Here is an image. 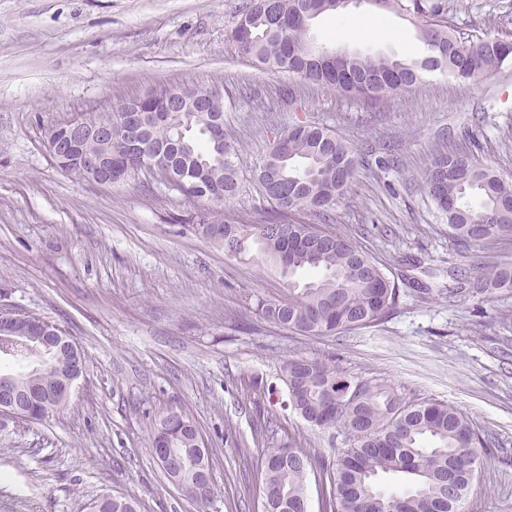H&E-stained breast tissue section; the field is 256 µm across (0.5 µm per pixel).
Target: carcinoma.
<instances>
[{
  "label": "carcinoma",
  "instance_id": "carcinoma-1",
  "mask_svg": "<svg viewBox=\"0 0 512 512\" xmlns=\"http://www.w3.org/2000/svg\"><path fill=\"white\" fill-rule=\"evenodd\" d=\"M346 0H250L242 16L249 33L235 23L232 43L241 56L277 73L336 90L366 101L407 92L426 72L441 70L462 82H481L512 60V44L500 40H463L448 29L449 0H367L381 10L396 11L419 22L426 53L403 60L329 51L309 36L312 22L325 12H340ZM179 88L160 85L144 103L158 108L143 132L140 152L131 153L123 140L112 138V169L131 172L143 163L161 166L167 182L182 189L198 206L197 226L230 255L241 254L254 240L262 254L283 273L311 269L320 277L304 287L288 284L275 300H261L262 317L303 336H326L380 323L398 296L395 282L371 254L345 235L322 224L289 221L299 213L326 217L347 193L357 174L353 148L328 128L299 121L279 132L288 156L272 145L258 174L263 199L272 209L248 222L230 205L239 193L238 148L226 128L203 129L202 119L221 118L219 99L208 87L192 89V100L180 112L163 106ZM422 186L448 223V235L472 245L487 240H512V182L501 178L474 156L437 155L422 176ZM512 291V262L476 267L452 278L448 298L468 292ZM30 350L0 338V359L29 362ZM32 390L55 387L65 369L33 365ZM289 405L312 426H340L354 442L337 453L332 467H322V512H460L475 477L469 459L480 455L487 440L458 409L438 401L409 403L382 379L347 376L329 361L304 357L284 365ZM182 427L173 442L183 461L181 480L191 495L203 500L208 489L195 485L198 471L211 470L209 449L197 447V428L181 410L159 415L152 445L166 426ZM313 469L305 448H267L261 459L263 512H308L307 479ZM455 474L458 499L448 502L442 480ZM381 474H401L406 488L381 489ZM89 512H137L131 499L122 505L102 496Z\"/></svg>",
  "mask_w": 512,
  "mask_h": 512
}]
</instances>
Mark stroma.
<instances>
[{
	"label": "stroma",
	"mask_w": 512,
	"mask_h": 512,
	"mask_svg": "<svg viewBox=\"0 0 512 512\" xmlns=\"http://www.w3.org/2000/svg\"><path fill=\"white\" fill-rule=\"evenodd\" d=\"M249 0H0V309L41 317L81 348L67 406L0 430V512H85L103 495L138 512H261V456L294 445L332 465L352 438L285 407L283 365L331 361L438 400L489 435L461 512H512V292L449 300L450 269L512 261V241L461 247L419 185L439 153L468 152L512 180V63L480 84L436 71L374 105L260 69L230 41ZM463 39L512 41V0H451ZM322 47L420 57L409 17L367 0L329 12ZM159 84L224 90L239 146L241 216L262 205L257 175L274 135L325 126L362 155L331 228L388 267L395 305L379 324L300 336L262 319L286 280L256 244L231 257L200 233L179 193L139 175L112 187L56 166L44 129L115 112ZM187 412L212 458L195 502L151 453L161 411Z\"/></svg>",
	"instance_id": "stroma-1"
}]
</instances>
